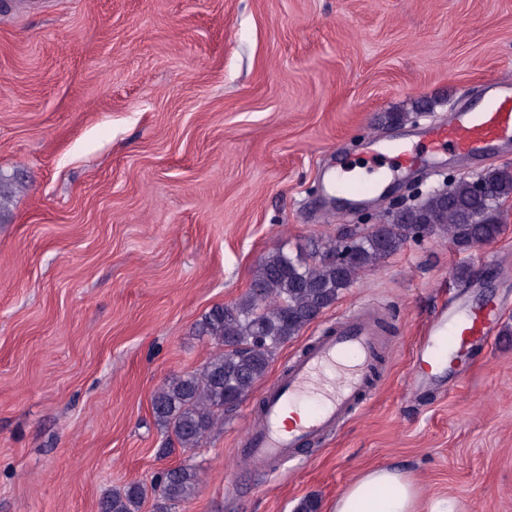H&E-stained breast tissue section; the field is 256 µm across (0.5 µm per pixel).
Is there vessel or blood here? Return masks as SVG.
Here are the masks:
<instances>
[{
	"label": "vessel or blood",
	"instance_id": "1",
	"mask_svg": "<svg viewBox=\"0 0 512 512\" xmlns=\"http://www.w3.org/2000/svg\"><path fill=\"white\" fill-rule=\"evenodd\" d=\"M491 93L482 109L457 112L435 126L421 150L401 146L376 148L372 166L387 163L400 168L430 161L442 154L462 158L480 157L496 147L512 144V80L492 78ZM379 182L352 180L337 184L336 191L349 199L379 192ZM501 310L495 300L482 306L459 305L442 313L424 330L413 360L416 377L410 384L418 390L426 384V373L486 342L497 328ZM384 339L377 321L369 313H353L335 327L315 337L263 391L257 415L241 436V454L253 471L277 473L298 457L304 445L336 429L361 408L372 393L373 376ZM306 405V417L289 428L280 422L288 406Z\"/></svg>",
	"mask_w": 512,
	"mask_h": 512
}]
</instances>
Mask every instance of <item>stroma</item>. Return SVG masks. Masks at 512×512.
Instances as JSON below:
<instances>
[{"mask_svg":"<svg viewBox=\"0 0 512 512\" xmlns=\"http://www.w3.org/2000/svg\"><path fill=\"white\" fill-rule=\"evenodd\" d=\"M491 76L512 77V0H0V172L24 184L0 222V512H100L183 462L201 483L176 512L306 498L330 512L381 465L464 512H512V200L497 241L408 240L280 351L270 376L368 309L391 346L376 394L300 462L271 476L240 457L262 384L166 459L151 410L165 380L217 352L198 324L246 294L262 257L394 207L336 208L320 186L338 160L368 159L372 136L425 141ZM502 165L512 146L443 157L422 187ZM490 295L502 318L474 366L432 400L409 396L424 326Z\"/></svg>","mask_w":512,"mask_h":512,"instance_id":"obj_1","label":"stroma"}]
</instances>
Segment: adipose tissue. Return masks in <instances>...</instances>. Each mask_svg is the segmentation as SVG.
<instances>
[{
	"instance_id": "1",
	"label": "adipose tissue",
	"mask_w": 512,
	"mask_h": 512,
	"mask_svg": "<svg viewBox=\"0 0 512 512\" xmlns=\"http://www.w3.org/2000/svg\"><path fill=\"white\" fill-rule=\"evenodd\" d=\"M332 512H459L454 499L422 503L416 481L390 466L366 470L336 498Z\"/></svg>"
}]
</instances>
